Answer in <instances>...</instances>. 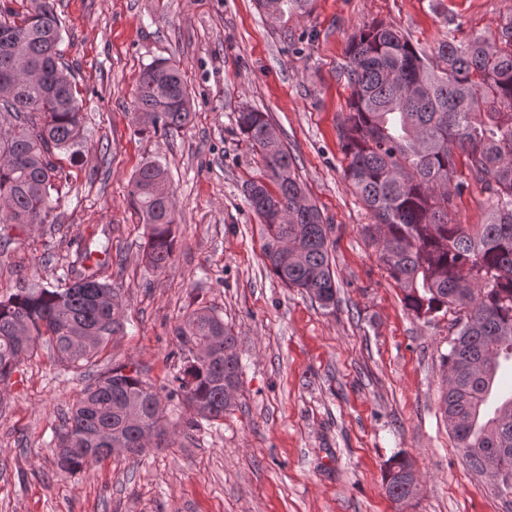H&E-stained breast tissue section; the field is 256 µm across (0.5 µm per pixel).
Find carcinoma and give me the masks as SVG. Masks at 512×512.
<instances>
[{
	"mask_svg": "<svg viewBox=\"0 0 512 512\" xmlns=\"http://www.w3.org/2000/svg\"><path fill=\"white\" fill-rule=\"evenodd\" d=\"M270 17L304 16L313 0H257ZM62 26L54 0H0V243L12 231L43 224L63 170L58 153L75 159L84 144L82 105L71 73L60 61ZM340 67L351 88L350 111L338 126L347 160L344 178L373 215L363 234L403 292L415 316L455 311V337L443 355L446 378L440 410L467 465L470 451L495 456L497 495L512 498V396L495 408L489 397L501 363L512 361V17L491 38L457 40L454 31L431 56L404 32L372 21L348 39ZM133 122L146 131H180L191 114L184 70L156 60L138 77ZM244 140L260 154L264 174L245 185L248 204L264 223L272 273L328 308L336 273L328 225L308 199L294 157L273 133L269 115L238 112ZM475 183L488 205L485 223L456 222V199ZM129 204L146 224L147 259L166 268L176 236L173 194L155 162L134 175ZM288 210L285 223L264 219L267 207ZM286 239L298 254L276 258ZM63 288L21 282L0 298V383H6L38 342L62 366L78 371L95 361L122 329L106 265L76 252ZM175 339L185 364L169 389L112 367L85 385L62 414L56 433L58 466L81 471L104 458L116 441L137 456L143 434L165 442L162 402L174 398L190 412L186 427L224 418L234 407L225 388L239 385L237 338L207 308L184 316ZM409 461L394 458L383 485L389 498L413 499Z\"/></svg>",
	"mask_w": 512,
	"mask_h": 512,
	"instance_id": "carcinoma-1",
	"label": "carcinoma"
}]
</instances>
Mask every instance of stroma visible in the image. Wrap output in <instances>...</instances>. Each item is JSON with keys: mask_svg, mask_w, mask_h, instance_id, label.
<instances>
[{"mask_svg": "<svg viewBox=\"0 0 512 512\" xmlns=\"http://www.w3.org/2000/svg\"><path fill=\"white\" fill-rule=\"evenodd\" d=\"M60 48L83 101L87 146L61 154L67 175L46 223L0 251V296L18 282L64 284L78 249L106 252L124 327L95 365L65 370L46 346L0 384V512H503L467 465L440 411L453 315L416 317L362 235L371 215L343 176L338 123L351 90L339 68L349 37L381 21L434 50L448 30L488 37L512 0H314L270 18L255 0H56ZM179 61L191 95L173 135L138 132L140 70ZM269 113L310 199L329 224L336 305L279 282L242 186L260 156L236 125ZM171 178L176 247L165 270L145 258L147 229L128 191L144 163ZM206 307L232 327L241 361L236 406L186 430L165 402L168 447L60 470L53 435L83 386L125 365L172 386L174 329ZM396 457L420 480L407 504L385 493Z\"/></svg>", "mask_w": 512, "mask_h": 512, "instance_id": "stroma-1", "label": "stroma"}]
</instances>
